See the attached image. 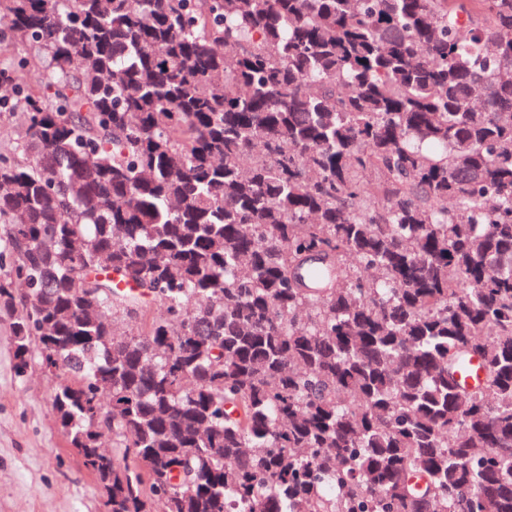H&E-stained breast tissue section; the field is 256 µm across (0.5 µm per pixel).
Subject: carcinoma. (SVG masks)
Wrapping results in <instances>:
<instances>
[{
	"mask_svg": "<svg viewBox=\"0 0 512 512\" xmlns=\"http://www.w3.org/2000/svg\"><path fill=\"white\" fill-rule=\"evenodd\" d=\"M0 20V314L107 512H512V0Z\"/></svg>",
	"mask_w": 512,
	"mask_h": 512,
	"instance_id": "1",
	"label": "carcinoma"
}]
</instances>
